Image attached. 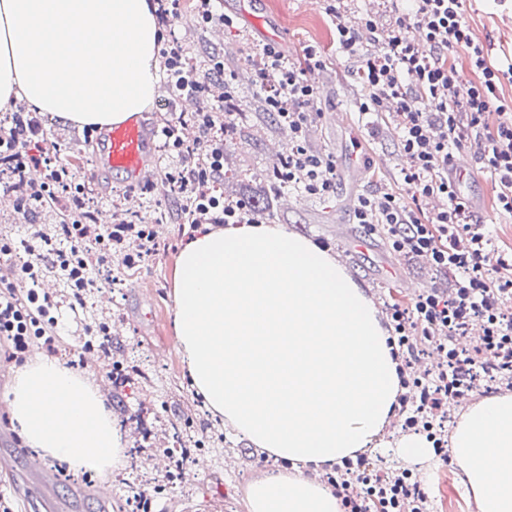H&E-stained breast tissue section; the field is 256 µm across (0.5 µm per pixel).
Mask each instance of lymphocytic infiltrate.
Wrapping results in <instances>:
<instances>
[{"label": "lymphocytic infiltrate", "mask_w": 512, "mask_h": 512, "mask_svg": "<svg viewBox=\"0 0 512 512\" xmlns=\"http://www.w3.org/2000/svg\"><path fill=\"white\" fill-rule=\"evenodd\" d=\"M409 2V7L394 8L387 26L364 18L363 29L375 43L367 51L360 31L341 21L344 0H327L326 11L337 21V53L358 62L361 114L390 113L400 129L399 179L411 191L407 202L391 193L360 196L354 220L368 231H384L395 252L428 257L435 271L452 277L448 291L429 288L411 307L391 309L402 357L413 358L424 348L443 354L444 364L433 377L414 380L418 400L404 419L407 427L425 431L434 447L441 448L449 399L474 392L483 381L512 390V253H502L495 265H487L492 241L474 222L468 200L448 174L453 149L474 140L480 170L497 189L498 211L512 215V100L501 95L503 85L512 84V65L494 66L488 48L472 38L464 19L466 0ZM459 49L471 73L467 79L450 60ZM161 54L173 90L203 102L192 115L199 129L193 144L177 136L176 122L162 129L166 146L182 157L180 167L168 173L169 182L193 199L195 223H254L246 202L229 201L215 192L224 176V135L237 120L232 107L206 104L207 77H201L182 43L168 42ZM250 61L267 110L278 115L288 134V153L275 166L274 176L308 195H330L336 188V163L313 150L308 139L318 99L311 75L325 64L320 50L306 47L298 63L268 43ZM26 129L23 137L14 130L0 132V159L12 164L13 179L24 180L28 167L40 166L45 179L39 187L45 196L71 191L60 165L41 146V125L30 121ZM61 230L71 247L56 250V262L68 271L75 286L73 298L79 302L81 288L90 280L88 265L77 258L88 227L65 224ZM141 238L135 225H102L100 267H111L117 244L137 243L128 263L148 256V249L139 245ZM40 276L39 266L27 262L18 280L0 281V344L8 360H17L34 343L50 353L56 350V304L40 288ZM355 480L363 483L364 495L350 500V512H369L376 498L388 512H426L428 501L411 474L381 475L361 454L345 460L334 481L337 492H345Z\"/></svg>", "instance_id": "lymphocytic-infiltrate-1"}]
</instances>
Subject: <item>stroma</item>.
Here are the masks:
<instances>
[{
    "label": "stroma",
    "instance_id": "35a3bbf8",
    "mask_svg": "<svg viewBox=\"0 0 512 512\" xmlns=\"http://www.w3.org/2000/svg\"><path fill=\"white\" fill-rule=\"evenodd\" d=\"M223 11L233 18L234 27L201 29L195 23L194 0H183L181 16L171 28L172 36L190 48L200 73H207L210 58L220 55L225 72L235 76L231 103L240 117L235 131L225 138L224 178L218 191L230 199L239 197L244 180L262 179L278 156L288 151L287 134L273 113L267 112L253 82L248 49L275 42L285 54L298 57L306 46H318L327 65L315 76L321 116L311 129L310 144L333 154L336 191L319 199L291 187L285 189L273 223L286 225L289 231L331 252L342 231L365 243V251L355 252L345 263L381 312L413 302V292L399 287V280L422 287H446V276L394 253L381 232H369L353 221L352 206L360 195L389 191L406 198L410 192L398 181L402 161L391 118L382 114L369 121L359 112L356 62L337 56L334 20L326 14L323 0H223ZM465 20L487 45L492 63L501 67L512 63V0H469ZM340 112L347 114V125L337 123ZM94 157V151L86 152L77 180L92 185L104 217L122 215L129 208L138 210L145 221H153L157 212L167 213V222L155 227L160 252L130 271L117 265L109 271L92 270L97 286L86 293L83 307L76 310L69 305L70 282L52 258L42 261V275L57 290L62 345L56 357L61 363L73 359L91 327L102 322L119 327L112 343L121 348L123 358L137 374L122 388L120 400H108L107 405L129 447L140 449L142 462L135 470L123 465L102 473L90 470L59 477L57 497L64 512H132L129 488L137 484L148 492L147 512H248V481L259 471L273 469L274 463L234 437L190 389L173 327L172 290L178 254L194 227L182 222L180 200L170 188L128 199L122 176L93 182ZM359 167L367 169L365 179L357 178ZM459 187L478 209V219L495 248L512 251V217L496 211L490 181L473 166ZM1 236L31 241L39 249L48 242L56 248L63 245L55 217L34 210L21 214L9 204L0 206ZM187 412L193 425L185 430V439L204 440L205 446L185 463L183 479L173 483L159 455L167 445L166 431ZM397 438L394 432L386 435L387 450L372 451L371 460L389 470L428 473L425 489L430 494L431 512H479L457 465L443 463L436 453L421 463L404 462L390 449ZM26 453L17 443L11 419L0 418V492L12 498L15 512H44L26 478ZM102 484L111 485L114 491L106 504L97 497Z\"/></svg>",
    "mask_w": 512,
    "mask_h": 512
}]
</instances>
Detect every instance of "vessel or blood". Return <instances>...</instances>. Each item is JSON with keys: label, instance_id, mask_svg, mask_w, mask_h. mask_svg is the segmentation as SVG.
Masks as SVG:
<instances>
[{"label": "vessel or blood", "instance_id": "1", "mask_svg": "<svg viewBox=\"0 0 512 512\" xmlns=\"http://www.w3.org/2000/svg\"><path fill=\"white\" fill-rule=\"evenodd\" d=\"M97 171L121 174L128 178L132 189L156 188L157 182L151 157L162 149V136L157 127L138 120L100 129ZM36 492L46 512H55L56 478L45 467H38Z\"/></svg>", "mask_w": 512, "mask_h": 512}]
</instances>
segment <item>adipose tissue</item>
I'll return each mask as SVG.
<instances>
[{"label":"adipose tissue","instance_id":"ef3b65f1","mask_svg":"<svg viewBox=\"0 0 512 512\" xmlns=\"http://www.w3.org/2000/svg\"><path fill=\"white\" fill-rule=\"evenodd\" d=\"M149 0H0V108L23 98L66 125L125 122L157 97ZM174 326L189 384L287 471L249 512H343L321 475L379 447L403 392L378 310L346 267L280 224L200 225L181 246ZM19 436L76 471L118 467L127 439L99 387L42 356L10 397ZM480 512H512V395L468 404L450 439Z\"/></svg>","mask_w":512,"mask_h":512}]
</instances>
